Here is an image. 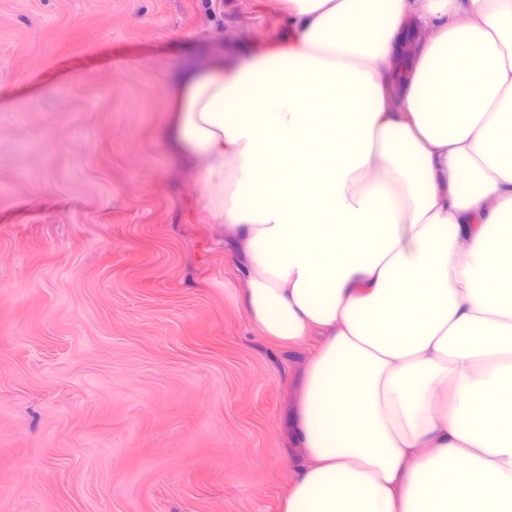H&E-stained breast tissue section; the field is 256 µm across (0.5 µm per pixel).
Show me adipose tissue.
<instances>
[{
    "instance_id": "1",
    "label": "adipose tissue",
    "mask_w": 512,
    "mask_h": 512,
    "mask_svg": "<svg viewBox=\"0 0 512 512\" xmlns=\"http://www.w3.org/2000/svg\"><path fill=\"white\" fill-rule=\"evenodd\" d=\"M280 4L166 128L261 334L314 345L279 512H512V0Z\"/></svg>"
}]
</instances>
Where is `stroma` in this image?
<instances>
[{
  "mask_svg": "<svg viewBox=\"0 0 512 512\" xmlns=\"http://www.w3.org/2000/svg\"><path fill=\"white\" fill-rule=\"evenodd\" d=\"M194 39H186V32ZM279 0H0V512H278L309 354L163 129Z\"/></svg>",
  "mask_w": 512,
  "mask_h": 512,
  "instance_id": "obj_1",
  "label": "stroma"
}]
</instances>
